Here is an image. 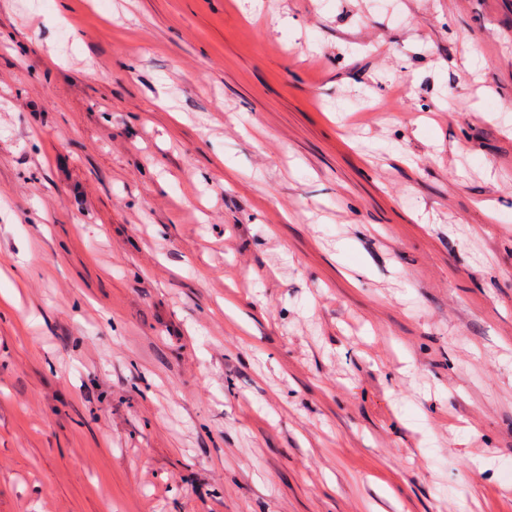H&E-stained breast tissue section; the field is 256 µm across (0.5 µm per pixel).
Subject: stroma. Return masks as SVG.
<instances>
[{
    "label": "stroma",
    "mask_w": 512,
    "mask_h": 512,
    "mask_svg": "<svg viewBox=\"0 0 512 512\" xmlns=\"http://www.w3.org/2000/svg\"><path fill=\"white\" fill-rule=\"evenodd\" d=\"M0 273V512H512V0H0Z\"/></svg>",
    "instance_id": "35a3bbf8"
}]
</instances>
